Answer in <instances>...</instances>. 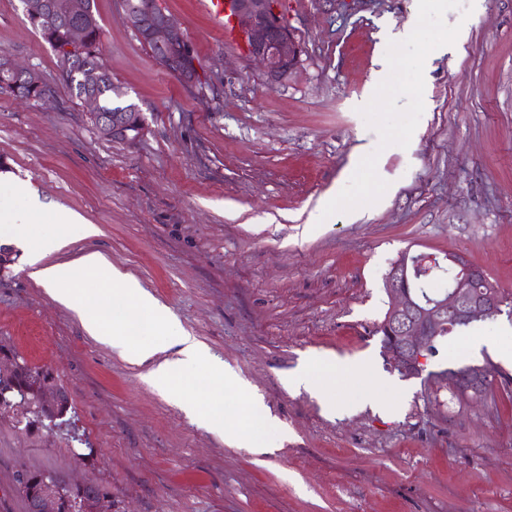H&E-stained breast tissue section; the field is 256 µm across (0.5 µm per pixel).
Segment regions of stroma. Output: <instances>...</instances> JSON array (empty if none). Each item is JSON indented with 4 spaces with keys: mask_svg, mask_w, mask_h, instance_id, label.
<instances>
[{
    "mask_svg": "<svg viewBox=\"0 0 512 512\" xmlns=\"http://www.w3.org/2000/svg\"><path fill=\"white\" fill-rule=\"evenodd\" d=\"M94 3L104 62L145 134L101 137L21 0H0V54L34 66L48 88L36 102L0 95V163L101 228L57 260L106 255L246 387H214L201 368L166 386L145 381L144 367L34 283L14 247L0 270V339L53 372L75 430L29 435L0 418V512H26L17 477L35 470L101 486L112 512H512V363L461 351L469 331L512 325V311L445 336L412 378L390 368L375 332L385 277L405 251L461 254L512 298V0H485L476 14L469 0L424 10L418 0H275L302 52L274 87L226 47L199 0H157L210 84L201 92L156 63L120 0ZM461 18L467 40L438 55ZM411 23L412 40L379 36ZM383 57L390 71L377 87ZM368 143L377 154L356 162ZM332 191L319 230L303 235ZM78 295L108 322L133 319L103 278L79 282ZM314 355L336 363L337 413L285 384ZM362 361L370 375L349 371ZM468 364L493 369L494 401H452L430 378ZM371 376L386 384L379 409L361 402ZM182 396L264 435L270 453L228 447L186 416ZM254 396L273 426L249 413Z\"/></svg>",
    "mask_w": 512,
    "mask_h": 512,
    "instance_id": "35a3bbf8",
    "label": "stroma"
}]
</instances>
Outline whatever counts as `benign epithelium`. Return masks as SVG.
<instances>
[{
  "label": "benign epithelium",
  "mask_w": 512,
  "mask_h": 512,
  "mask_svg": "<svg viewBox=\"0 0 512 512\" xmlns=\"http://www.w3.org/2000/svg\"><path fill=\"white\" fill-rule=\"evenodd\" d=\"M274 0H235L237 25L245 35L248 54L262 71L270 86H277L299 62L301 49L273 6ZM126 24L146 45L158 49L156 62L169 70L181 66L182 79L188 85L197 81V74L184 66L186 36L177 21L161 10L155 0H148L140 9L131 8L121 0ZM34 23L45 29L67 26L69 34L65 51L59 53L67 83L81 92L80 100L91 107L92 115L102 116L99 89L110 84L120 88L99 66L82 64L83 33L72 25L77 14L83 24H94L92 12H81L77 0H30ZM0 77L12 79L27 87L41 83L40 73L32 66L16 63L8 55L0 56ZM102 129L132 136L143 134L146 121L142 112L129 114L119 110L112 114V123L100 122ZM450 268L448 288L429 296L418 291L421 270L443 271ZM390 296L383 332V348L392 365L402 375L415 377L422 373L427 359L434 356L438 338L453 328L493 318L505 305L501 292L489 281L484 271L463 256L448 254L443 259L417 255L395 262L386 278ZM435 378L451 387L452 392L469 404L483 403L489 397V381L485 366L468 365L462 369H446ZM47 381L44 391L46 414L40 415V426H54L67 413L66 395ZM28 512H112V495L92 489L87 484L62 482L51 472L44 473L36 491L27 499Z\"/></svg>",
  "instance_id": "benign-epithelium-1"
}]
</instances>
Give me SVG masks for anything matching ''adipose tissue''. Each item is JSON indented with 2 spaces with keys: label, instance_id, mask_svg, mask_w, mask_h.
<instances>
[{
  "label": "adipose tissue",
  "instance_id": "obj_1",
  "mask_svg": "<svg viewBox=\"0 0 512 512\" xmlns=\"http://www.w3.org/2000/svg\"><path fill=\"white\" fill-rule=\"evenodd\" d=\"M12 187L16 193L25 197V211L18 214L10 208L0 206V240L28 242L30 225H54V233L46 236L37 245H31L30 276L56 301L73 308L90 336L117 348L130 363L147 365V380L167 382L186 368L197 366L207 371L212 382L224 387L240 388L241 381L235 372L227 368L221 359L212 355L202 343L190 336L168 309L151 293L141 288L134 277L112 267L103 253L88 252L68 261H53V254L69 243L71 225L82 224L83 233L88 237L98 235V227L83 224L81 216L71 210L40 202L20 182H13ZM99 274L106 275L114 294L131 303L148 327L158 328L166 335L172 336V344L177 349L175 357L161 360L157 357L158 346L127 341L123 329L108 324L95 304L77 299L74 285L79 277ZM330 368L331 364L327 358H310L289 374L286 385L289 389L303 388L324 398L325 408L331 412L335 411V403L326 398L324 374ZM183 409L188 417L222 434L225 443L231 447L247 448L254 452L264 451L267 447L261 435L245 431L233 420L212 415L197 403L185 402Z\"/></svg>",
  "mask_w": 512,
  "mask_h": 512
}]
</instances>
